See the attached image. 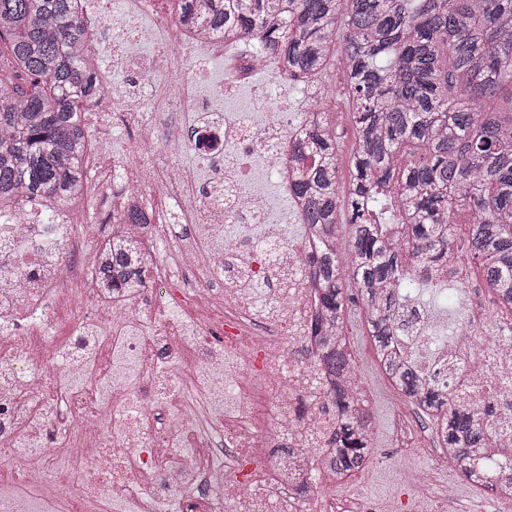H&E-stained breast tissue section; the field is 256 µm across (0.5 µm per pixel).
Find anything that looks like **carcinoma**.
<instances>
[{
	"mask_svg": "<svg viewBox=\"0 0 512 512\" xmlns=\"http://www.w3.org/2000/svg\"><path fill=\"white\" fill-rule=\"evenodd\" d=\"M83 0H0V213L25 201L68 206L89 180L84 109L100 97L83 42ZM183 18L223 40L252 37L291 79L320 78L341 51L343 91L356 130L350 181L341 187L327 113H304L291 148L292 194L317 252L302 260L316 287L314 335L332 380L336 428L321 449V481L370 462L372 417L344 322L357 290L376 360L390 383L434 420L442 448L466 480L496 490L512 456L489 446L484 417L457 404L401 355L412 322L399 285L419 273L452 277L448 259L479 265L494 302L512 319V0H180ZM464 211L468 221L458 225ZM346 215V239L338 216ZM138 206L114 224H143ZM101 288H138L146 261L116 236L101 251Z\"/></svg>",
	"mask_w": 512,
	"mask_h": 512,
	"instance_id": "cac0c4a2",
	"label": "carcinoma"
}]
</instances>
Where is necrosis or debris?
Here are the masks:
<instances>
[{
	"label": "necrosis or debris",
	"instance_id": "4bbe7bcc",
	"mask_svg": "<svg viewBox=\"0 0 512 512\" xmlns=\"http://www.w3.org/2000/svg\"><path fill=\"white\" fill-rule=\"evenodd\" d=\"M178 12L168 9L155 57H130L116 41L119 77L99 75L128 106L113 124L137 130L128 159L98 178L106 207L144 184L155 200L148 226L126 229L142 253L165 252L145 286L98 287L85 256L110 233L80 206L53 210L48 224L0 215V512H336L335 488L313 511L304 493L333 422L313 347L317 298L300 272L308 238L271 223L248 166L261 158L287 186L302 124L272 112L266 94L236 112L215 107L188 58L201 70L224 56L245 80L274 71V56L238 60ZM176 112L194 114L193 134ZM188 147L205 158L206 179L176 164ZM228 224L253 231L228 235ZM412 312L406 343L428 351V381L492 405L491 437L511 447L512 336L482 291H470L453 330L444 307Z\"/></svg>",
	"mask_w": 512,
	"mask_h": 512
}]
</instances>
